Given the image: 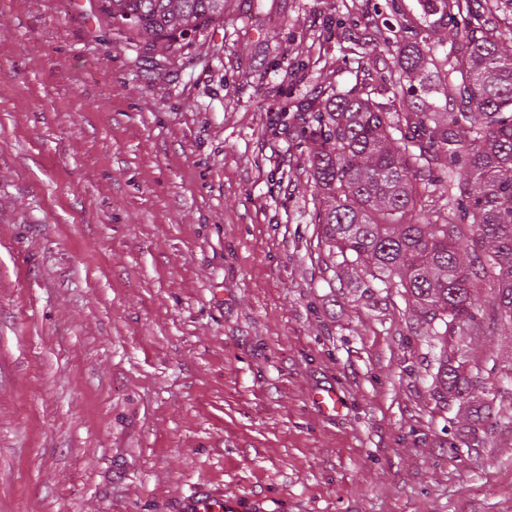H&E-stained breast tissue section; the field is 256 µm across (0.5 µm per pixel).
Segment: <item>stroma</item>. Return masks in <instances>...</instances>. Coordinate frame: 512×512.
<instances>
[{
  "mask_svg": "<svg viewBox=\"0 0 512 512\" xmlns=\"http://www.w3.org/2000/svg\"><path fill=\"white\" fill-rule=\"evenodd\" d=\"M97 0H0V512H512V427L454 455L403 302L328 268L281 106L420 0H230L140 57ZM477 354L505 355L490 298ZM344 407L323 415L313 394ZM187 512H269L263 501L246 502L236 493L201 484L186 502Z\"/></svg>",
  "mask_w": 512,
  "mask_h": 512,
  "instance_id": "stroma-1",
  "label": "stroma"
}]
</instances>
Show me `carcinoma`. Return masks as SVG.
<instances>
[{
	"label": "carcinoma",
	"mask_w": 512,
	"mask_h": 512,
	"mask_svg": "<svg viewBox=\"0 0 512 512\" xmlns=\"http://www.w3.org/2000/svg\"><path fill=\"white\" fill-rule=\"evenodd\" d=\"M420 2L423 30H379L384 53L369 69L382 86H333L278 122L305 148L319 201L312 223L329 257L366 296L403 299L410 328L437 349L432 400L481 424L499 417L488 381L512 374V361L464 354L484 290L512 331V53L487 0ZM227 3L98 0V12L129 42L157 49L224 19ZM447 40L440 86L454 111L424 103L400 112L374 99L395 78L431 92L428 65Z\"/></svg>",
	"instance_id": "obj_1"
}]
</instances>
